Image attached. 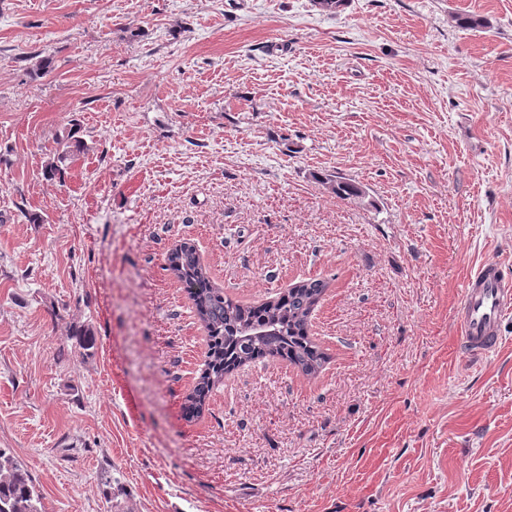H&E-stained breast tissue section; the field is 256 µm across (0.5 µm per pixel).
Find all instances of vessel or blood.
I'll return each mask as SVG.
<instances>
[{"label": "vessel or blood", "mask_w": 512, "mask_h": 512, "mask_svg": "<svg viewBox=\"0 0 512 512\" xmlns=\"http://www.w3.org/2000/svg\"><path fill=\"white\" fill-rule=\"evenodd\" d=\"M459 342L470 360H481L495 351L498 326L512 311V280L495 260L482 263L466 280L459 297Z\"/></svg>", "instance_id": "vessel-or-blood-1"}]
</instances>
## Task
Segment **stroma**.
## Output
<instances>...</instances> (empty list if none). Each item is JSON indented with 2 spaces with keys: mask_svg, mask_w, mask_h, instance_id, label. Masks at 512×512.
Wrapping results in <instances>:
<instances>
[{
  "mask_svg": "<svg viewBox=\"0 0 512 512\" xmlns=\"http://www.w3.org/2000/svg\"><path fill=\"white\" fill-rule=\"evenodd\" d=\"M184 243L243 303L327 280L323 371L256 360L186 418ZM491 259L512 0H0V450L42 512H512V312L457 340ZM74 134L75 133H71V135L67 136L66 140L59 142L61 150L60 148L56 150V152L53 153V157H50L45 164L44 175L47 180L55 179V177L62 172V164L68 159H71V157L86 150L84 142L80 139H74L76 138Z\"/></svg>",
  "mask_w": 512,
  "mask_h": 512,
  "instance_id": "1",
  "label": "stroma"
}]
</instances>
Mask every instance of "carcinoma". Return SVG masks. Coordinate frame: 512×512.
Here are the masks:
<instances>
[{"mask_svg":"<svg viewBox=\"0 0 512 512\" xmlns=\"http://www.w3.org/2000/svg\"><path fill=\"white\" fill-rule=\"evenodd\" d=\"M60 149L45 164L44 175L53 180L62 172V164L86 150L84 142L67 136ZM339 197H359L360 186L347 181L327 179ZM168 270L186 284L196 316L207 335L203 368L186 396V410L199 414L211 391L233 370L259 358L286 360L307 377L317 376L327 354L311 336V317L322 300L328 282L323 279L300 281L285 292L257 304L235 301L215 287L208 269L195 249L182 245L169 257ZM40 495L28 469L0 451V512H41Z\"/></svg>","mask_w":512,"mask_h":512,"instance_id":"obj_1","label":"carcinoma"}]
</instances>
